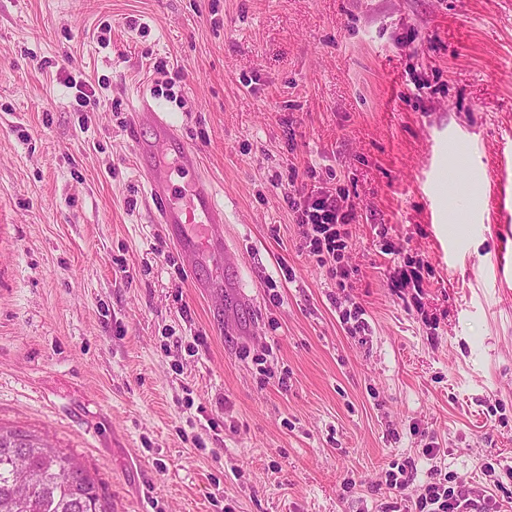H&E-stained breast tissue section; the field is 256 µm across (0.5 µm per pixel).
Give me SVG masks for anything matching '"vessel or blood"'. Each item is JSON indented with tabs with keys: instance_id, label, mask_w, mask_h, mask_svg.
Segmentation results:
<instances>
[{
	"instance_id": "obj_1",
	"label": "vessel or blood",
	"mask_w": 512,
	"mask_h": 512,
	"mask_svg": "<svg viewBox=\"0 0 512 512\" xmlns=\"http://www.w3.org/2000/svg\"><path fill=\"white\" fill-rule=\"evenodd\" d=\"M130 139L144 168L155 221L163 225L184 262L190 267L221 263L229 253L224 240V205L201 171L198 150L144 97L132 112ZM174 165L191 176L180 191L170 183Z\"/></svg>"
}]
</instances>
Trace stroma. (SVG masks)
Listing matches in <instances>:
<instances>
[{"label":"stroma","instance_id":"obj_1","mask_svg":"<svg viewBox=\"0 0 512 512\" xmlns=\"http://www.w3.org/2000/svg\"><path fill=\"white\" fill-rule=\"evenodd\" d=\"M142 94L199 150L246 301L153 223ZM310 165L361 205L363 333L277 184ZM505 165L512 0H0V425L115 512H385L405 462L512 512Z\"/></svg>","mask_w":512,"mask_h":512}]
</instances>
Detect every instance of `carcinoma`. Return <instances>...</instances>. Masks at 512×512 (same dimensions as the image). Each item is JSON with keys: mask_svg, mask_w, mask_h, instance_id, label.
I'll list each match as a JSON object with an SVG mask.
<instances>
[{"mask_svg": "<svg viewBox=\"0 0 512 512\" xmlns=\"http://www.w3.org/2000/svg\"><path fill=\"white\" fill-rule=\"evenodd\" d=\"M31 432L0 426V512H112L89 472L67 473L71 455Z\"/></svg>", "mask_w": 512, "mask_h": 512, "instance_id": "1", "label": "carcinoma"}]
</instances>
